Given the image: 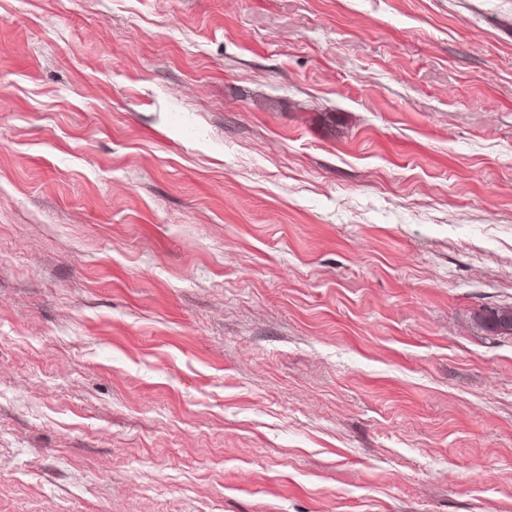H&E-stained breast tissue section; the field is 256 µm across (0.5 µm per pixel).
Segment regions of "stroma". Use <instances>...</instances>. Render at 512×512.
<instances>
[{
    "mask_svg": "<svg viewBox=\"0 0 512 512\" xmlns=\"http://www.w3.org/2000/svg\"><path fill=\"white\" fill-rule=\"evenodd\" d=\"M512 0H0V512H512ZM482 320L486 328L497 336L512 335V309H490Z\"/></svg>",
    "mask_w": 512,
    "mask_h": 512,
    "instance_id": "stroma-1",
    "label": "stroma"
}]
</instances>
